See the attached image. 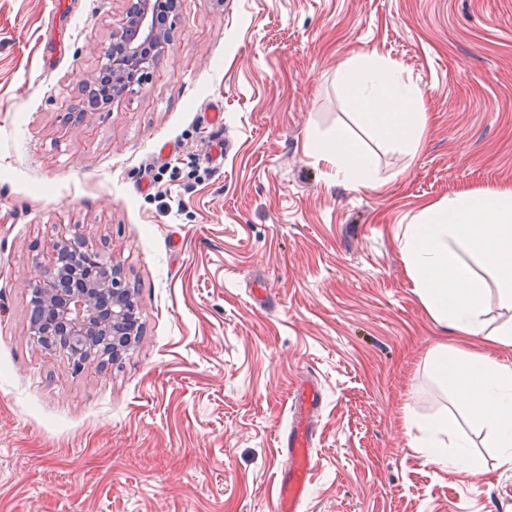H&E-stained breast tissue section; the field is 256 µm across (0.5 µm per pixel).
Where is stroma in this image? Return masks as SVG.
Instances as JSON below:
<instances>
[{
  "instance_id": "1",
  "label": "stroma",
  "mask_w": 512,
  "mask_h": 512,
  "mask_svg": "<svg viewBox=\"0 0 512 512\" xmlns=\"http://www.w3.org/2000/svg\"><path fill=\"white\" fill-rule=\"evenodd\" d=\"M126 6L0 0V512H275L306 377L323 407L300 512H512V473L424 374L441 345L508 362L512 345L445 332L398 248L424 206L512 191V0H179L147 77L73 123ZM364 55L420 90L416 155L337 81ZM341 125L375 187L314 149ZM76 233L135 288L141 326L80 372L28 334L51 245ZM410 408L447 412L484 475L407 447Z\"/></svg>"
}]
</instances>
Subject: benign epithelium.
I'll return each mask as SVG.
<instances>
[{"label": "benign epithelium", "mask_w": 512, "mask_h": 512, "mask_svg": "<svg viewBox=\"0 0 512 512\" xmlns=\"http://www.w3.org/2000/svg\"><path fill=\"white\" fill-rule=\"evenodd\" d=\"M154 8V0H129L122 29L112 33V43L122 44L121 51L115 52L109 46L101 50V61L112 71L114 98L129 84V72L144 71L154 63L155 57L142 53L144 47L166 42L165 35L152 22ZM66 245L90 262L98 259L80 234H74ZM34 291L52 315L54 331L62 337L45 332L40 321L32 322L30 334L45 348L62 345L78 366H83L102 344H112V356L116 357L134 342L137 321L133 289L119 274L114 272L103 282L90 271L62 270L52 259Z\"/></svg>", "instance_id": "benign-epithelium-1"}]
</instances>
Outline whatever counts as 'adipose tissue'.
<instances>
[{
	"label": "adipose tissue",
	"mask_w": 512,
	"mask_h": 512,
	"mask_svg": "<svg viewBox=\"0 0 512 512\" xmlns=\"http://www.w3.org/2000/svg\"><path fill=\"white\" fill-rule=\"evenodd\" d=\"M340 79L364 108L366 124L404 154L415 153L422 140L424 115L418 92L400 70L372 58L346 62ZM338 178L371 187L376 181L373 157L347 130L337 129L324 146ZM399 251L415 291L435 322L459 336H481L489 343L512 344V322L487 325L486 281L466 263L475 256L492 268L500 304L512 309V192L459 194L426 206L398 240ZM428 371L485 429L501 467L512 471V362L482 352L441 346L430 355ZM406 444L426 461L471 477L483 462L468 438L448 431V416H406Z\"/></svg>",
	"instance_id": "ef3b65f1"
}]
</instances>
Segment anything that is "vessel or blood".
I'll return each instance as SVG.
<instances>
[{"instance_id": "b4317fda", "label": "vessel or blood", "mask_w": 512, "mask_h": 512, "mask_svg": "<svg viewBox=\"0 0 512 512\" xmlns=\"http://www.w3.org/2000/svg\"><path fill=\"white\" fill-rule=\"evenodd\" d=\"M321 405V390L312 383L302 385L292 397L288 430L277 442L279 452L288 457V466L275 476L276 512H297L304 498L313 461L315 420Z\"/></svg>"}]
</instances>
